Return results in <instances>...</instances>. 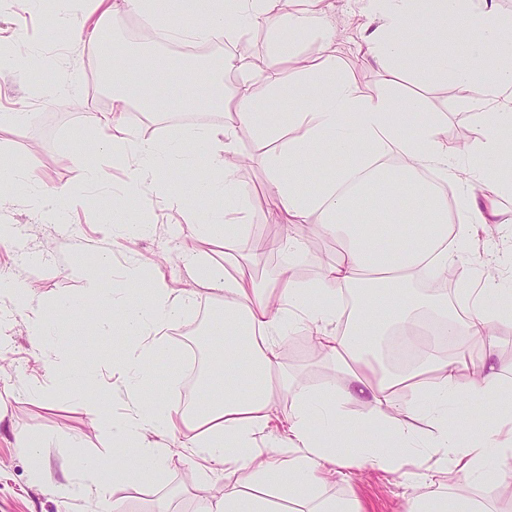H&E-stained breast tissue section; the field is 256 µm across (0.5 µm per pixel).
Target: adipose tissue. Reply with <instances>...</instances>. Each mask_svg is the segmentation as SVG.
<instances>
[{"mask_svg":"<svg viewBox=\"0 0 512 512\" xmlns=\"http://www.w3.org/2000/svg\"><path fill=\"white\" fill-rule=\"evenodd\" d=\"M366 11L380 23L367 36L364 64L388 76L386 86L364 94L336 63L331 43L336 36L326 25L328 0H91L88 23L77 26L70 13L54 17L56 26L78 27L89 46H96L108 21L134 12L150 24L157 41L183 40L204 44L236 42L243 29L264 25L277 32L274 52L264 67L253 68L232 56L205 59V77L188 97L218 111V124H188L168 141L137 139L125 123L130 102L146 112L157 105L155 86L169 76L173 64L161 54L113 56L112 109L89 115L96 163L86 168V182L103 179L100 159H112L132 172L126 199L142 189L167 194L169 181H194L195 195L222 198L221 210L207 212L197 227L205 241L223 242L224 265L201 251L184 253L182 261L200 287L222 292L224 314L208 335L214 344L205 386L208 399L188 411L154 392L156 358L166 355V334L187 307L189 297L165 278L145 279L140 266L127 267V287L146 285L141 296L104 292L97 280L85 283L83 304L108 308L100 330L121 328L137 342L121 354L117 366L129 375L128 411L119 418L108 411L110 394L96 374L81 378V397L95 425L109 435L123 454L111 471L86 459L67 477L64 494L108 500L112 492L154 484L167 465L169 437L188 432L190 456L205 472L248 474V485L202 498L200 512H362L358 500L324 494L340 468L376 464L394 472L406 470L413 455L429 454L433 467L409 472L413 483L430 485L415 497L409 512H489L470 498L448 497L454 480L483 482L492 463L512 457V415L494 425H475L466 441L451 429L459 409L481 407L490 396L511 397L503 383V367L490 364L488 354L472 356L465 342L485 341L495 329L512 326V289L494 279L465 282L461 320L448 317V303L414 295L425 274L446 276L460 260L458 244L474 225L490 224L496 210L478 201L474 186L493 195L512 193V14L494 0H365ZM477 28L481 40L466 54L449 50V26ZM289 38H281V30ZM320 31L321 60L307 63L296 51L294 35ZM426 30L433 56L420 53L415 36ZM424 77L453 79L462 92L483 83L476 108L483 136L478 144L473 184L458 175L456 150L440 138L435 114L421 111L418 101L396 95L391 86L400 71ZM236 72L226 85L227 72ZM296 82H289V72ZM308 96L307 105L286 113L271 112L269 101L282 96ZM252 128L269 142L261 159L269 175V208L280 224L318 225L342 247L322 276L309 284L296 280L292 265L281 264L275 278L261 286L247 276L233 256L236 242L250 228L245 190L235 182L237 133ZM344 166H337V159ZM212 175L195 180L198 160ZM442 173L449 193L421 181L423 170ZM322 179H314V172ZM27 193L51 218H59L63 192L45 188L37 168L28 162L0 163V186ZM370 287L354 318L338 327L336 303L359 286ZM25 314L26 333L35 345L55 328V314L72 309L60 299L51 306L33 304L22 282L0 278V299ZM313 336L324 356L348 383L318 390L294 385L282 370L278 341L294 329ZM472 367L470 377L461 370ZM291 400L288 433L265 453L270 412L277 395ZM410 410L428 409L433 427L420 438L404 420L391 417L397 395ZM367 399L370 413L347 419V404ZM363 442L356 453L339 456L333 433L340 419ZM407 471V470H406Z\"/></svg>","mask_w":512,"mask_h":512,"instance_id":"adipose-tissue-1","label":"adipose tissue"}]
</instances>
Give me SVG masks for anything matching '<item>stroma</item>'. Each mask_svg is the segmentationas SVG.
<instances>
[{
    "instance_id": "stroma-1",
    "label": "stroma",
    "mask_w": 512,
    "mask_h": 512,
    "mask_svg": "<svg viewBox=\"0 0 512 512\" xmlns=\"http://www.w3.org/2000/svg\"><path fill=\"white\" fill-rule=\"evenodd\" d=\"M329 20L336 30L333 50L337 63L363 93H376L384 85L385 74L360 61L363 37L375 27L363 10V0H330ZM1 42L14 48L17 61L15 66L0 68V110L23 109L32 112L34 118L0 130V159L33 160L47 187L72 190L82 202L72 207L67 222L60 224L36 212L28 197L8 193L6 203L0 205V224L16 225L17 234L9 246L0 247V275L22 281L34 303L49 304L79 297L87 271L98 278L102 288L110 290L119 287L121 274L130 263H137L148 274L161 269L174 287L190 293L191 302L168 331L167 356L154 364L155 388L164 397L187 403L183 332L197 323L202 312L221 313L223 302L219 295L192 281L180 256L199 249L208 251L214 260H222V246L207 245L196 235L202 216L217 208L218 200L197 199L189 208L177 209L145 190L129 205L133 215L148 224L140 236L127 238L118 228L102 223V211L122 198L129 171L108 162L104 165L106 179L93 186L84 180L87 160L83 153L90 138L84 115L112 109L111 88L96 79L101 52L83 47L72 31L56 28L51 9L32 6L29 0H0ZM272 46L269 30L255 25L237 45L228 49L217 43L203 45L195 55L205 58L227 49L262 62ZM42 62L52 75L49 90L32 77ZM183 80V73L175 70L157 86L156 112L142 111L135 103L128 106L126 124L138 138L159 141L185 124L221 122L219 113L174 96L173 87ZM400 88L418 97L423 111L441 117V136L450 144L473 147L481 139L482 124L474 112L463 107L462 93L452 80L427 83L407 72L401 77ZM268 148L250 127L240 128L238 150L245 161L234 177L248 193L252 227L236 249L245 256L255 254L260 236L283 237L267 209L268 174L260 158ZM494 202L502 226L479 231L468 243L465 258L471 270L489 273L507 287L512 285V195L495 197ZM291 233L304 245L292 261L297 280H317L335 255V243L316 237L311 224L293 225ZM102 250L112 257L105 266L95 262ZM112 350V337L84 336L79 362L98 372L111 393V412L120 416L126 411V380L112 369ZM46 351L64 356L69 353L54 336L46 339L43 349H35L25 334L23 314L9 302L0 301V512H101L102 505L95 499L65 498L60 487L66 474L84 459L112 461V446L82 406L79 383L44 372L41 357ZM279 352L283 369L303 385L328 389L337 384L333 364L314 347L306 332L285 336ZM22 432L46 440L43 456L47 468L40 481H33L32 463L17 446L16 436ZM168 445L169 463L161 481L123 491L124 512H198L206 489L236 483L233 475L200 472L190 463L189 451L181 447L179 438L169 439ZM493 473L494 480L481 486L456 483L448 491L449 498L472 497L486 502L493 512H512V498L500 491L502 482H512V459L495 465ZM425 491V485L410 486L401 473L376 466L347 469L326 488L330 495L357 497L364 512H407L410 497Z\"/></svg>"
}]
</instances>
